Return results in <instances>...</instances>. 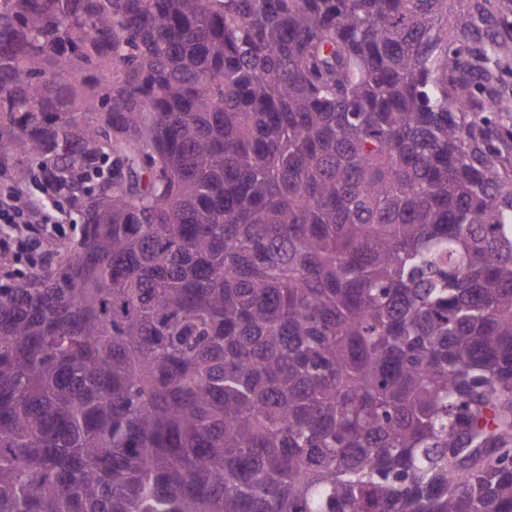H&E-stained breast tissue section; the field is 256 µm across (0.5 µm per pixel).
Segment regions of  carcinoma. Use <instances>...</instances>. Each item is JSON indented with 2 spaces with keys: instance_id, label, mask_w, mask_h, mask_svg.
I'll return each instance as SVG.
<instances>
[{
  "instance_id": "carcinoma-1",
  "label": "carcinoma",
  "mask_w": 512,
  "mask_h": 512,
  "mask_svg": "<svg viewBox=\"0 0 512 512\" xmlns=\"http://www.w3.org/2000/svg\"><path fill=\"white\" fill-rule=\"evenodd\" d=\"M508 15L0 0V512H512ZM26 184H0V255L8 261L21 251L33 250L34 238L31 233H37L31 224H43L62 234L56 236L54 242L71 241L78 237L77 230H71L65 225H76L77 222L71 211L58 207L51 200H40L38 207H31L22 202Z\"/></svg>"
}]
</instances>
